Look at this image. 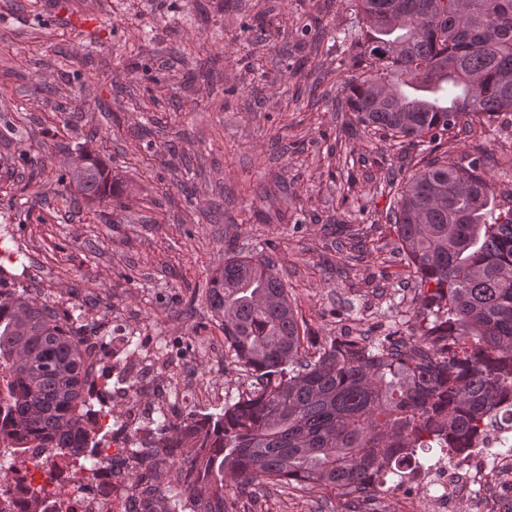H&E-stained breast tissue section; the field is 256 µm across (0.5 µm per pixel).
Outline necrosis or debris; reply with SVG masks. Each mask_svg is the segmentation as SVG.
Listing matches in <instances>:
<instances>
[{
  "label": "necrosis or debris",
  "instance_id": "obj_1",
  "mask_svg": "<svg viewBox=\"0 0 512 512\" xmlns=\"http://www.w3.org/2000/svg\"><path fill=\"white\" fill-rule=\"evenodd\" d=\"M110 349L113 379H94L92 399L100 409L99 430L103 438L97 448L102 462L88 473L68 467L61 448H28L14 467L0 477V512H23L32 490H39L43 512H151L154 491L151 484L136 481L130 464V450L136 440L135 419L111 423L108 415L114 401L131 391L152 393L164 400L166 388L155 378L150 364L128 353L129 339L122 334L106 337ZM497 432H490L488 443H476L475 458L465 465L440 464L422 472L425 487L436 490L444 506L458 504L478 492L493 477L512 475V456L488 452V445L500 443Z\"/></svg>",
  "mask_w": 512,
  "mask_h": 512
}]
</instances>
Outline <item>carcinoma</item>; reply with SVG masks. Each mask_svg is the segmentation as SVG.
Listing matches in <instances>:
<instances>
[{"instance_id":"obj_1","label":"carcinoma","mask_w":512,"mask_h":512,"mask_svg":"<svg viewBox=\"0 0 512 512\" xmlns=\"http://www.w3.org/2000/svg\"><path fill=\"white\" fill-rule=\"evenodd\" d=\"M359 21L342 110L421 146L419 167L387 180L393 225L427 330L409 339H333L310 351L270 261L228 256L206 293L251 389L218 415L157 422L131 449L160 478L163 512H234L233 495L287 485L369 500L420 450L452 458L496 427L512 433V194L497 195L492 152L465 164L433 152L458 131L487 141L512 112V0H348ZM78 190L109 202L116 184L88 158ZM431 289H426V286ZM26 290H0V433L19 449L95 450L86 388L101 360L74 325ZM470 351L448 355V338ZM235 487H230V484Z\"/></svg>"}]
</instances>
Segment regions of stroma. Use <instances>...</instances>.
<instances>
[{
	"label": "stroma",
	"mask_w": 512,
	"mask_h": 512,
	"mask_svg": "<svg viewBox=\"0 0 512 512\" xmlns=\"http://www.w3.org/2000/svg\"><path fill=\"white\" fill-rule=\"evenodd\" d=\"M358 21L346 0H0V281L77 310L86 336L124 320L135 355L180 390L250 382L205 297L225 255L269 258L313 344L410 336L421 290L385 222L387 174L418 155L337 103ZM88 148L119 179L78 200ZM237 512H365L276 486Z\"/></svg>",
	"instance_id": "obj_1"
}]
</instances>
